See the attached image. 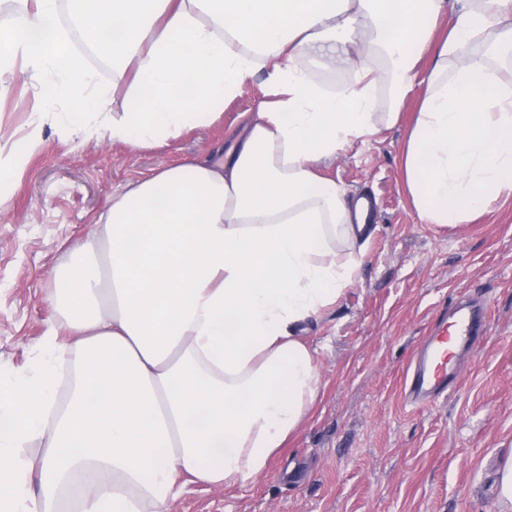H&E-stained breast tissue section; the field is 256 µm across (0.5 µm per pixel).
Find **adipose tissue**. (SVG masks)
<instances>
[{"instance_id": "1", "label": "adipose tissue", "mask_w": 512, "mask_h": 512, "mask_svg": "<svg viewBox=\"0 0 512 512\" xmlns=\"http://www.w3.org/2000/svg\"><path fill=\"white\" fill-rule=\"evenodd\" d=\"M99 54L130 74L121 108L59 29L61 3ZM28 0L0 45V96L15 79L65 104L85 139L153 148L221 119L265 73L269 98L206 156L164 165L114 195L99 232L75 248L53 297L77 371L57 405L58 355L0 387V512H49L74 472L82 512H168L186 473L244 484L265 468L318 394L315 352L299 326L356 282L336 233L369 242L365 197H347L317 165L396 125L414 84L424 93L402 166L421 223L463 224L512 197V80L473 44L512 52V0ZM435 58L417 66L427 48ZM350 67L327 92L314 58ZM389 79L391 110L374 93ZM45 440L40 498L19 450Z\"/></svg>"}]
</instances>
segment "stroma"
I'll list each match as a JSON object with an SVG mask.
<instances>
[{
  "label": "stroma",
  "mask_w": 512,
  "mask_h": 512,
  "mask_svg": "<svg viewBox=\"0 0 512 512\" xmlns=\"http://www.w3.org/2000/svg\"><path fill=\"white\" fill-rule=\"evenodd\" d=\"M267 92L255 78L220 121L137 150L62 135L65 106L42 112L35 81L0 98V148L33 144L0 198V384L36 372L60 323L49 301L58 274L112 195L207 153ZM422 94L414 86L396 126L320 170L374 199L375 232L354 286L304 325L317 351L316 400L252 481L186 480L169 512H495L498 470L512 448V199L464 224L420 223L400 156ZM456 300L484 306L488 333L456 358L444 396L410 406L416 349Z\"/></svg>",
  "instance_id": "obj_1"
}]
</instances>
